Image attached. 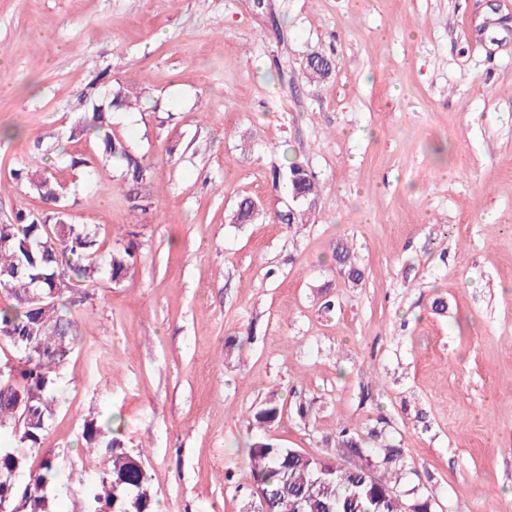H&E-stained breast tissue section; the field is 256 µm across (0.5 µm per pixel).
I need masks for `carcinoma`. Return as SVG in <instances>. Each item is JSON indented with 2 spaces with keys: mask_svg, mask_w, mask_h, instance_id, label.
Here are the masks:
<instances>
[{
  "mask_svg": "<svg viewBox=\"0 0 512 512\" xmlns=\"http://www.w3.org/2000/svg\"><path fill=\"white\" fill-rule=\"evenodd\" d=\"M85 98L92 100V111L81 116L78 134L91 138L97 147L92 160L72 158L70 166L96 169L112 166L121 172L127 196L141 210L152 203L139 196L137 189L151 179V164L131 153L127 142L112 130L110 113L142 108L143 92H135L121 82H112L107 71H100L89 84ZM289 195H298L291 210L277 215L281 224L303 223L319 195L315 176L291 162L275 172ZM31 192L45 208L38 214L19 212L16 223L0 224V294L9 300L0 305V343L19 354V366L0 368V431H9L13 442L0 446V474L26 473L31 494L25 496L26 512H56L51 489H65L70 477L62 474L52 455L42 458L35 470L28 460L42 447L57 397L55 375L66 364L76 342L75 313L89 299L88 285L96 280L97 233L85 226L68 223L67 188L54 176L26 174ZM66 222L64 236L49 231ZM137 246L129 243L113 252L107 265L110 280L123 281L135 263ZM333 260L346 269L351 282L363 278L349 247L339 244ZM65 291L55 297V286ZM27 417H22L23 412ZM282 412L273 402L254 415L259 427L274 423ZM121 426L115 417L85 420L81 433L84 450L106 462V467L85 495L84 512H157L158 500L151 491L150 474L144 456L125 447ZM337 447L362 456L352 428L337 433ZM252 478L265 481L267 496L261 512H427L430 498L412 503L403 501L396 487L384 479L373 484L364 469L369 459L336 466V472L319 471L315 457L299 454L294 448H281L257 437L247 448ZM19 488L0 480V512H12Z\"/></svg>",
  "mask_w": 512,
  "mask_h": 512,
  "instance_id": "1",
  "label": "carcinoma"
}]
</instances>
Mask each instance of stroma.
I'll return each instance as SVG.
<instances>
[{
	"label": "stroma",
	"instance_id": "35a3bbf8",
	"mask_svg": "<svg viewBox=\"0 0 512 512\" xmlns=\"http://www.w3.org/2000/svg\"><path fill=\"white\" fill-rule=\"evenodd\" d=\"M267 2L0 0V224L43 208L13 171L46 170L99 262L139 243L124 281L90 284L57 371L58 508L104 468L78 445L98 414L144 451L161 512H257L247 443L340 462L346 425L365 455L400 449L404 499L512 512V0ZM313 55L332 68L310 83ZM105 68L146 90L111 116L152 165L146 211L119 171L67 166L95 153L70 131ZM289 162L321 186L304 225L276 219ZM333 260L336 264L346 269L352 283L361 281L363 272L356 263L355 257L349 247L344 244H338L333 253Z\"/></svg>",
	"mask_w": 512,
	"mask_h": 512
}]
</instances>
